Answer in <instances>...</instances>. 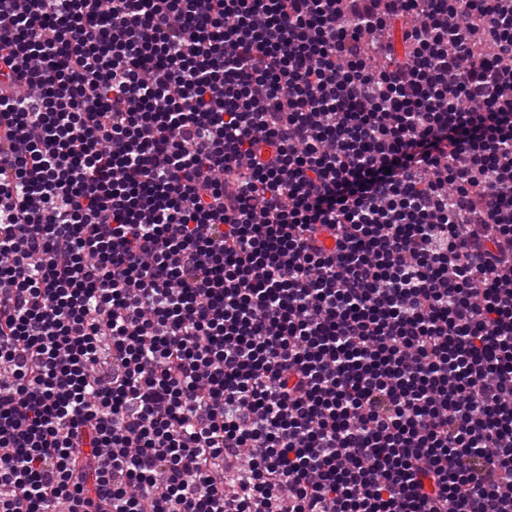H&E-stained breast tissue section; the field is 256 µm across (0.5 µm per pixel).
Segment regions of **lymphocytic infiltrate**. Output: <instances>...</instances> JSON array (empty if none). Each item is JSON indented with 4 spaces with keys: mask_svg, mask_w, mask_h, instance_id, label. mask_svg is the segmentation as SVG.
Here are the masks:
<instances>
[{
    "mask_svg": "<svg viewBox=\"0 0 512 512\" xmlns=\"http://www.w3.org/2000/svg\"><path fill=\"white\" fill-rule=\"evenodd\" d=\"M0 512H512V0H0Z\"/></svg>",
    "mask_w": 512,
    "mask_h": 512,
    "instance_id": "lymphocytic-infiltrate-1",
    "label": "lymphocytic infiltrate"
}]
</instances>
